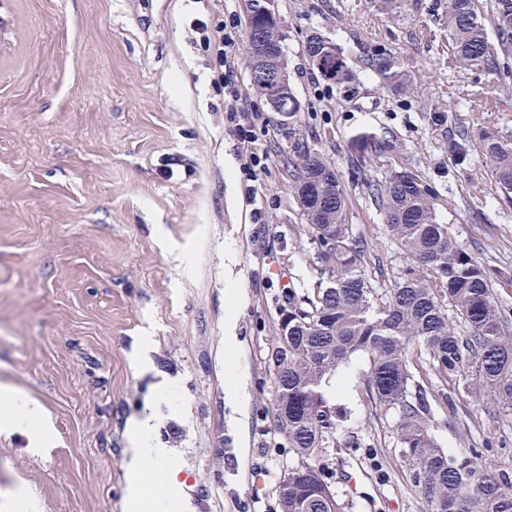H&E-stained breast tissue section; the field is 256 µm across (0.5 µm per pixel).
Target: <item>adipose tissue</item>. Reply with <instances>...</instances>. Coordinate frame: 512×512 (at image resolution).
Returning <instances> with one entry per match:
<instances>
[{"label": "adipose tissue", "mask_w": 512, "mask_h": 512, "mask_svg": "<svg viewBox=\"0 0 512 512\" xmlns=\"http://www.w3.org/2000/svg\"><path fill=\"white\" fill-rule=\"evenodd\" d=\"M168 390L167 382L157 383L155 402L146 403L128 423L127 512H186L188 507L179 479L182 467L174 450L165 447L159 437L164 416L158 404ZM0 431L23 434L36 447L51 438L54 427L40 403L0 386Z\"/></svg>", "instance_id": "adipose-tissue-1"}]
</instances>
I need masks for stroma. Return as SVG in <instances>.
<instances>
[{
  "instance_id": "1",
  "label": "stroma",
  "mask_w": 512,
  "mask_h": 512,
  "mask_svg": "<svg viewBox=\"0 0 512 512\" xmlns=\"http://www.w3.org/2000/svg\"><path fill=\"white\" fill-rule=\"evenodd\" d=\"M447 0H278L288 72L300 112L269 111L250 85L245 42L236 75L268 126L259 176L263 219L243 201L246 158L224 123L208 58L193 30L236 16L244 0H0V386L38 401L55 445L28 451L0 435V507L28 488L42 512H126L127 423L161 378L183 411L159 430L177 449L191 512H281L277 488L294 457L271 434L269 354L282 297L317 280L306 221L289 188L288 159L307 141L334 162L347 222L373 248L370 269L390 285L402 254L368 196L369 180L402 163L429 183L437 216L492 269L512 311V202L479 159L457 167L455 127L483 122L512 141V79L458 68L448 49ZM314 31L344 51L354 77L320 76L304 52ZM399 55L415 93L384 90L361 68L370 51ZM496 90L484 115L459 105ZM391 152L355 173L361 137ZM239 290L237 346L224 352V287ZM150 336L153 369L134 365ZM243 397L224 400L225 367ZM368 358L340 366L327 402L340 434L360 447L330 448L326 476L345 512H428L404 467L395 415L361 383ZM489 397L463 395L455 417L436 409L431 432L455 452L492 441L485 459L512 478V416L490 422Z\"/></svg>"
}]
</instances>
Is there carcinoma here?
Returning <instances> with one entry per match:
<instances>
[{"label": "carcinoma", "mask_w": 512, "mask_h": 512, "mask_svg": "<svg viewBox=\"0 0 512 512\" xmlns=\"http://www.w3.org/2000/svg\"><path fill=\"white\" fill-rule=\"evenodd\" d=\"M445 19L460 68L501 74V57L512 47V0H448ZM305 52L310 59L321 57L318 72L326 79L342 84L351 78L341 48L322 33L307 36ZM362 64L395 92L414 87L390 52L367 54ZM472 147L464 128L448 141L460 165L470 163ZM390 148V141L373 139L358 164ZM478 153L500 190L512 194V143L485 131ZM289 179L314 246L317 281L310 290L288 289L281 308L288 334L276 337L270 357L272 427L297 458L278 487L281 512H344L321 465L326 449L341 445L323 386L357 353L369 359L366 395L379 409L396 411L402 461L430 512H512V481L479 461V449L449 454L438 446L430 434L426 392L428 386L437 390L450 414L459 391L489 395L492 420L512 414V313L498 300L490 269L448 235L427 185L403 165L389 179L369 184L386 231L404 255L391 287L380 288L366 270L368 242L346 224L347 192L334 162L300 143ZM450 310L457 321L449 318Z\"/></svg>", "instance_id": "obj_1"}]
</instances>
